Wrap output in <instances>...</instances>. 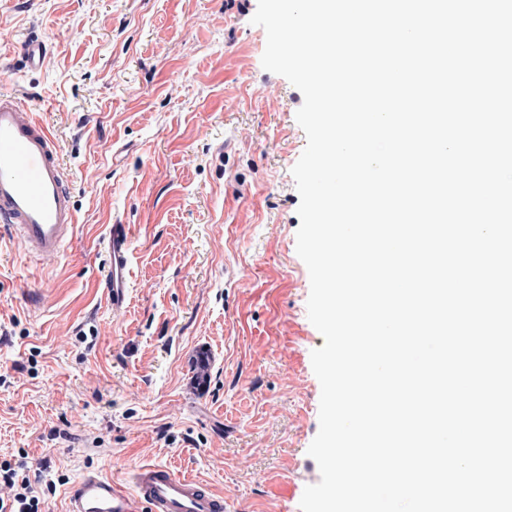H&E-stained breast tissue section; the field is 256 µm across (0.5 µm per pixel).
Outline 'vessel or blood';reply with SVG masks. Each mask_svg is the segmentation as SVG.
I'll return each instance as SVG.
<instances>
[{
  "instance_id": "vessel-or-blood-1",
  "label": "vessel or blood",
  "mask_w": 512,
  "mask_h": 512,
  "mask_svg": "<svg viewBox=\"0 0 512 512\" xmlns=\"http://www.w3.org/2000/svg\"><path fill=\"white\" fill-rule=\"evenodd\" d=\"M60 146L48 127L15 95L0 93V223L27 253L56 259L77 222ZM113 305L129 286L130 227L110 225L102 240ZM132 490L95 472L67 497L66 512H224V499L201 482L159 464L131 471Z\"/></svg>"
}]
</instances>
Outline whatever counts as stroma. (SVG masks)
<instances>
[{"label":"stroma","instance_id":"obj_1","mask_svg":"<svg viewBox=\"0 0 512 512\" xmlns=\"http://www.w3.org/2000/svg\"><path fill=\"white\" fill-rule=\"evenodd\" d=\"M258 0H0V92L61 144L78 223L43 261L0 227V463L47 512L96 471L165 464L227 512L320 480L310 278L291 170L301 92L263 69ZM47 41L43 67L21 45ZM131 229L127 302L98 243ZM210 360L194 387L193 362Z\"/></svg>","mask_w":512,"mask_h":512}]
</instances>
